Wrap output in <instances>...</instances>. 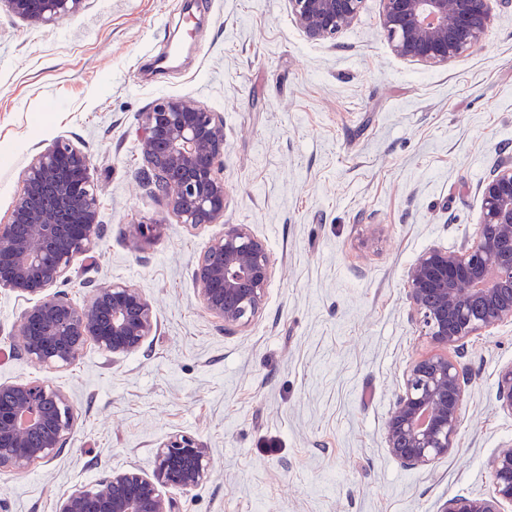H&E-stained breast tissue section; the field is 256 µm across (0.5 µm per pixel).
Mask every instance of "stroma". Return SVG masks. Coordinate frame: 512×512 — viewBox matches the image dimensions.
Returning a JSON list of instances; mask_svg holds the SVG:
<instances>
[{
    "mask_svg": "<svg viewBox=\"0 0 512 512\" xmlns=\"http://www.w3.org/2000/svg\"><path fill=\"white\" fill-rule=\"evenodd\" d=\"M84 0L33 27L0 8V221L34 154L70 142L89 158L104 237L59 290L137 288L155 335L112 358L87 345L63 370L18 356L26 298L0 289V382L47 380L77 411L59 456L0 473V512H57L104 472L152 475L155 447L182 432L212 475L172 490L178 512H440L493 491L512 445L498 400L512 323L471 337L454 448L403 466L384 426L410 364L430 352L408 316L407 271L431 247L474 240L480 184L512 155V0H492L483 40L444 66L407 62L365 0L335 43L302 38L286 0ZM171 57L155 72L153 60ZM197 100L224 118V220L179 223L146 193L141 121L157 101ZM160 235L141 242L139 224ZM268 247L262 312L225 332L193 268L225 225Z\"/></svg>",
    "mask_w": 512,
    "mask_h": 512,
    "instance_id": "35a3bbf8",
    "label": "stroma"
}]
</instances>
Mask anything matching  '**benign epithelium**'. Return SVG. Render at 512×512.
<instances>
[{"instance_id": "7a95c632", "label": "benign epithelium", "mask_w": 512, "mask_h": 512, "mask_svg": "<svg viewBox=\"0 0 512 512\" xmlns=\"http://www.w3.org/2000/svg\"><path fill=\"white\" fill-rule=\"evenodd\" d=\"M33 26L78 11L83 0H0ZM382 28L393 53L426 66L446 65L477 45L491 27V0H381ZM288 13L311 41H334L358 18L363 0H287ZM224 120L188 98L156 102L143 113L139 150L147 184L181 223L214 224L224 215ZM482 218L475 241L457 250L433 247L407 272L409 315L438 353L415 361L385 423L391 455L425 467L454 448L471 382L461 363L467 340L512 322V156L481 184ZM103 232L87 156L57 141L34 156L0 224V288L32 299L19 315L13 349L52 369L75 362L92 342L115 356L141 348L156 331L150 303L136 288L98 286L75 305L52 288ZM273 269L267 246L245 226L224 225L198 257L197 294L231 332L261 313ZM499 402L512 415V366L499 380ZM67 396L49 381L0 383V472L23 471L58 456L74 432ZM148 477L111 471L76 489L59 512H176L167 489L188 492L211 476L209 452L194 437L172 433L155 451ZM494 494L458 497L442 512H502L512 504V445L491 463Z\"/></svg>"}]
</instances>
